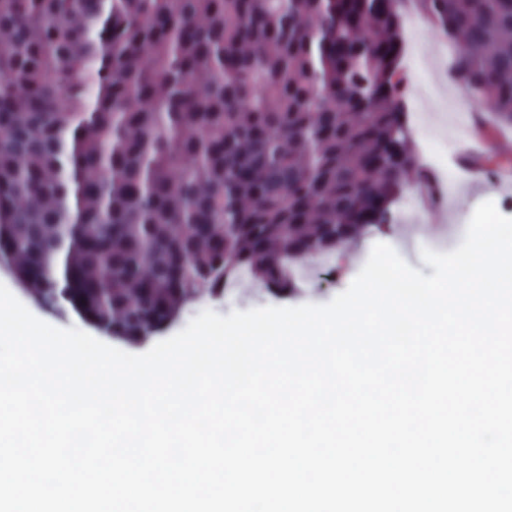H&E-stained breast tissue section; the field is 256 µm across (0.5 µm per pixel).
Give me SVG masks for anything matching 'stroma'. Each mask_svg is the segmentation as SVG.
I'll return each mask as SVG.
<instances>
[{
  "mask_svg": "<svg viewBox=\"0 0 512 512\" xmlns=\"http://www.w3.org/2000/svg\"><path fill=\"white\" fill-rule=\"evenodd\" d=\"M412 27L417 33L414 43V59L406 69L408 94L414 97L423 121L413 127L416 145L436 142L441 152L438 166L443 183L452 185L456 201L447 213L448 230L435 226L432 211L416 208L404 212L396 208L393 221L368 234H361L340 245L332 255L330 269L314 271L311 278H297L296 290L286 297H276L253 284H246L236 295L219 300L204 299L186 306L179 318L163 327L154 336L162 341L181 331L201 311L209 309L221 315L235 310H249L264 306H298L303 304H324L348 287L367 261L375 243L389 244L410 266L431 275L430 266L421 260L422 249L448 252L461 243L459 232L467 227L476 207L485 201H493L505 216L512 217V188L502 186L500 180L487 177L489 167L506 166L512 173V150L497 144H489L486 152L478 158L461 161L457 158L459 113L471 117L492 118L491 109L478 108L468 95H456L454 81L438 82L436 72L446 64L448 38L430 27L427 19L415 17ZM468 165L474 176L473 183H465L458 171L459 166Z\"/></svg>",
  "mask_w": 512,
  "mask_h": 512,
  "instance_id": "1",
  "label": "stroma"
}]
</instances>
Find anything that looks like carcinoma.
<instances>
[{"instance_id": "carcinoma-1", "label": "carcinoma", "mask_w": 512, "mask_h": 512, "mask_svg": "<svg viewBox=\"0 0 512 512\" xmlns=\"http://www.w3.org/2000/svg\"><path fill=\"white\" fill-rule=\"evenodd\" d=\"M512 125V0H418ZM392 0H0V267L146 340L247 270L295 291L419 169Z\"/></svg>"}]
</instances>
